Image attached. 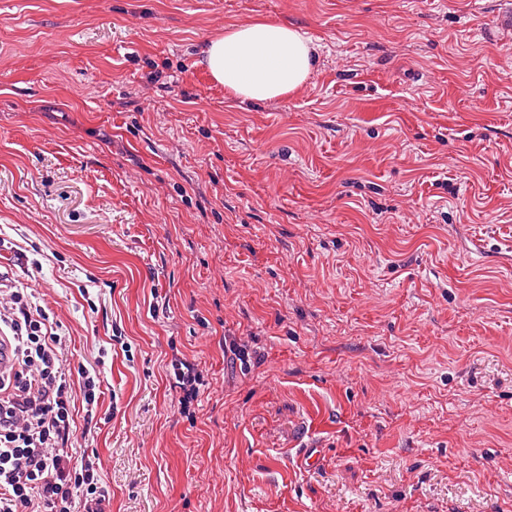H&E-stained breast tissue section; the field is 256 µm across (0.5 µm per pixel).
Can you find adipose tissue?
Listing matches in <instances>:
<instances>
[{"label": "adipose tissue", "instance_id": "1", "mask_svg": "<svg viewBox=\"0 0 512 512\" xmlns=\"http://www.w3.org/2000/svg\"><path fill=\"white\" fill-rule=\"evenodd\" d=\"M316 62V48L304 33L266 18L226 27L201 51L202 66L228 99L264 102L293 95L305 87Z\"/></svg>", "mask_w": 512, "mask_h": 512}]
</instances>
